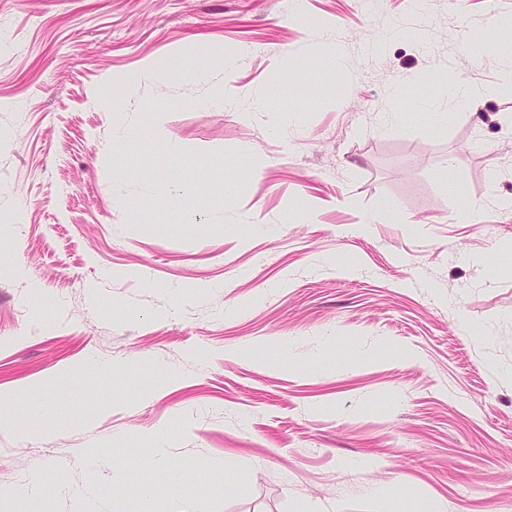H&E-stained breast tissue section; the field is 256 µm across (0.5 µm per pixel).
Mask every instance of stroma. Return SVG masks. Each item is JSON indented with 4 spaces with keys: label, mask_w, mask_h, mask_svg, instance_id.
Listing matches in <instances>:
<instances>
[{
    "label": "stroma",
    "mask_w": 512,
    "mask_h": 512,
    "mask_svg": "<svg viewBox=\"0 0 512 512\" xmlns=\"http://www.w3.org/2000/svg\"><path fill=\"white\" fill-rule=\"evenodd\" d=\"M509 21L512 0H0V419L26 422L0 431V512L23 486L30 512H84L69 488L125 467L95 512H512V86L461 50ZM396 86L418 110L385 125ZM425 81L431 84H444L448 95V101L452 102L457 108H467L470 106L472 92L468 86L457 81L455 78H445L435 72L425 76Z\"/></svg>",
    "instance_id": "35a3bbf8"
}]
</instances>
